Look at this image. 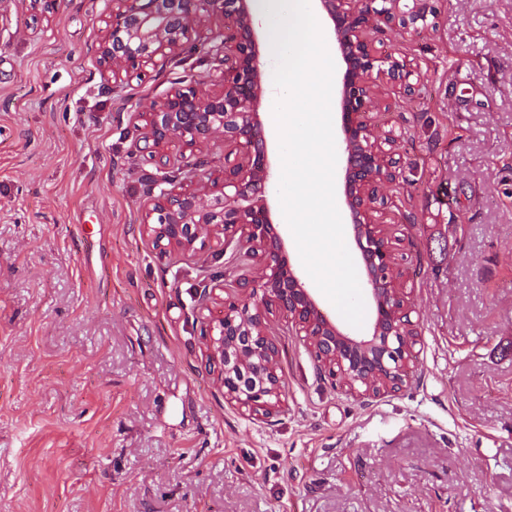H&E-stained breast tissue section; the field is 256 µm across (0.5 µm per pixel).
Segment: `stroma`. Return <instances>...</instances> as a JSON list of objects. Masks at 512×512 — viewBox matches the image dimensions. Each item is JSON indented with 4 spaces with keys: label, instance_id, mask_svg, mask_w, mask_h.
I'll return each mask as SVG.
<instances>
[{
    "label": "stroma",
    "instance_id": "stroma-1",
    "mask_svg": "<svg viewBox=\"0 0 512 512\" xmlns=\"http://www.w3.org/2000/svg\"><path fill=\"white\" fill-rule=\"evenodd\" d=\"M93 0L0 29V512H512V0H440L385 27L416 92L366 120L398 136L383 220L420 342L397 393L321 377L285 316V405L224 398L206 357L247 273L236 244L164 254L140 229L156 165L133 113L207 50L108 87Z\"/></svg>",
    "mask_w": 512,
    "mask_h": 512
}]
</instances>
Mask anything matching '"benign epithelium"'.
<instances>
[{
  "instance_id": "obj_1",
  "label": "benign epithelium",
  "mask_w": 512,
  "mask_h": 512,
  "mask_svg": "<svg viewBox=\"0 0 512 512\" xmlns=\"http://www.w3.org/2000/svg\"><path fill=\"white\" fill-rule=\"evenodd\" d=\"M44 19L60 0H23ZM252 0H101L105 29L92 52L102 70L121 86L131 73L162 68L188 49L192 36L208 30L207 41L223 68L210 76L214 89L202 92L178 81L151 111L139 114L142 150L161 178L148 193L141 229L163 252L204 247L203 231L220 228L224 240L238 239L252 258L253 272L235 281L222 299L224 317L210 326L209 360L220 365L224 398L250 417L270 418L283 403L278 345L269 316L286 314L296 334L308 341L316 369L348 391L368 397L397 393L404 386L401 355L417 344L410 334L413 309L396 287L398 258L376 204L397 178L396 137L374 134L365 120L368 105L395 84L415 91L404 61L373 53L371 38L386 24L418 30L433 23L437 0H317L333 24L344 63L339 76V112L346 166L344 196L350 227L365 270L373 307L369 333L352 335L321 311L291 264L266 199L271 166L262 137L264 94L262 51ZM233 21L232 34L212 29L217 19ZM220 134L239 149L237 161L213 177H201L173 191L167 150L173 143L194 152Z\"/></svg>"
}]
</instances>
